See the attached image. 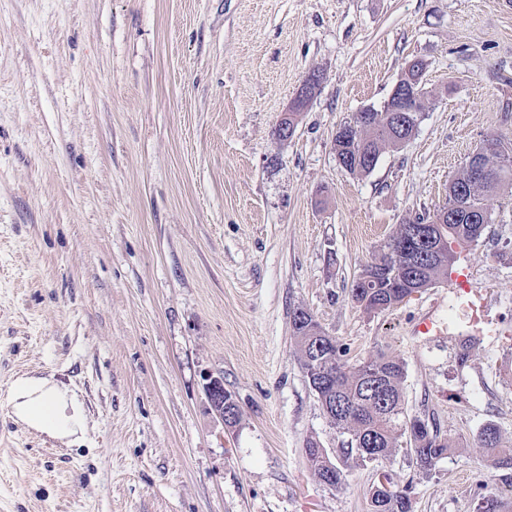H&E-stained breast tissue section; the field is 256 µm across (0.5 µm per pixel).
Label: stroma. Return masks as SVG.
<instances>
[{
  "label": "stroma",
  "instance_id": "1",
  "mask_svg": "<svg viewBox=\"0 0 512 512\" xmlns=\"http://www.w3.org/2000/svg\"><path fill=\"white\" fill-rule=\"evenodd\" d=\"M413 59L415 134L347 173L337 129L382 109ZM493 136L512 140V0H0V512H370L382 472L412 512L512 501V468L478 445L490 423L512 443V194L465 250L487 301L471 347L457 285L371 313L350 292ZM299 308L348 365L402 361L406 418L455 452L426 472L402 446L323 484L305 444L336 461L347 436L308 384ZM428 313L441 335L417 332ZM24 375L80 394L84 438L16 420ZM317 78V74L315 73H312V74H309L302 82V84L300 85L298 91H297V94H296V98L297 100L294 101L290 106L289 108H287L284 112H288V116L285 117V119L282 121V124H285L286 127L288 128H291L293 130V134H295L296 130H297V127H298V117L300 115V111L301 109L311 100L315 97V93H312L311 96H309L306 101H302L305 97V94L307 92V90L310 89V86L312 84H314L315 80ZM300 101H302L297 107H296V110L294 112H292V108H294ZM206 380L205 391L212 411L225 427L234 428L235 421L240 417L236 399L230 391L224 388L223 377L209 375ZM225 396L228 397L227 401H225Z\"/></svg>",
  "mask_w": 512,
  "mask_h": 512
}]
</instances>
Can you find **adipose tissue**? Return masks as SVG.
I'll list each match as a JSON object with an SVG mask.
<instances>
[{
  "label": "adipose tissue",
  "instance_id": "ef3b65f1",
  "mask_svg": "<svg viewBox=\"0 0 512 512\" xmlns=\"http://www.w3.org/2000/svg\"><path fill=\"white\" fill-rule=\"evenodd\" d=\"M15 417L59 440L83 435L87 419L75 393L46 377H20L9 388Z\"/></svg>",
  "mask_w": 512,
  "mask_h": 512
}]
</instances>
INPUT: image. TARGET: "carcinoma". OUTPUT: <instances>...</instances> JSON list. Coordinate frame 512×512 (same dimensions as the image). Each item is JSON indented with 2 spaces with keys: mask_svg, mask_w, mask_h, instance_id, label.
<instances>
[{
  "mask_svg": "<svg viewBox=\"0 0 512 512\" xmlns=\"http://www.w3.org/2000/svg\"><path fill=\"white\" fill-rule=\"evenodd\" d=\"M420 94L406 105L416 108L412 118L395 112L386 124H377L362 132L359 140L338 131L334 150L339 165L350 174L368 173L375 166L383 147H399L413 135L412 120H421L426 109L427 92L415 85ZM502 138L487 140L483 149L492 157L479 168L463 166L448 184V200L460 188L468 196V208L459 211L451 224H438L432 229L446 240L443 251L429 252V243L408 236L421 229L425 217L418 216L399 225L384 245L383 253L366 265L351 288L353 299L367 312H377L403 302L448 276V264L455 251L476 244L487 225L471 220V214L491 208L490 198L498 189L512 187V155L502 151ZM293 336L301 354V365L310 387L316 393L323 414L342 433L349 434L343 454L345 459L360 462L386 458L398 447L402 435L409 434V451L416 465L430 470L453 451V444L440 432L423 423L420 429L408 431L402 423L403 363L380 354L355 366L343 362L344 350L336 339L327 335L312 315L304 309L293 314ZM495 468H512V447L505 444L493 424L486 425L478 437ZM308 462L325 484L337 486L344 472L337 464L327 466L321 460V446L314 439L306 442ZM372 512H411V502L404 490H391L377 483L371 488Z\"/></svg>",
  "mask_w": 512,
  "mask_h": 512,
  "instance_id": "1",
  "label": "carcinoma"
}]
</instances>
